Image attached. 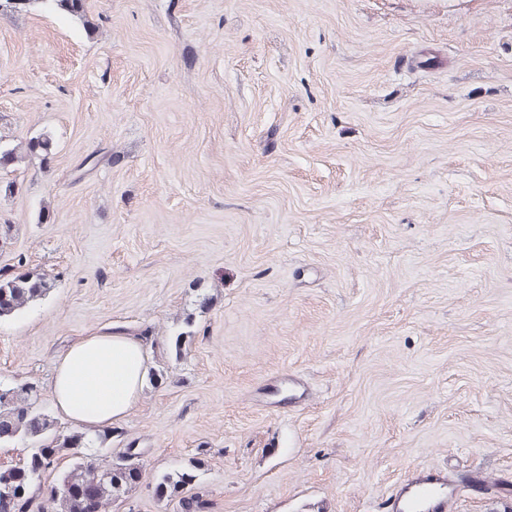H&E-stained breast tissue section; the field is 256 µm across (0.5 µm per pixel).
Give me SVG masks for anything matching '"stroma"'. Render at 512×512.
<instances>
[{"instance_id":"obj_1","label":"stroma","mask_w":512,"mask_h":512,"mask_svg":"<svg viewBox=\"0 0 512 512\" xmlns=\"http://www.w3.org/2000/svg\"><path fill=\"white\" fill-rule=\"evenodd\" d=\"M43 0L0 15V386L142 337L102 461H201L211 512H389L415 471L512 512V0ZM92 154L105 162L79 172ZM188 338L175 352L180 333ZM49 7L83 20L87 34H93L97 26L87 16L85 0H43ZM78 2L81 4L79 5ZM53 147V139L48 134H42L36 140L29 141L24 154L20 151L22 147L2 148L0 145V167H6L22 161L28 155V151L29 153L39 152L46 158L52 154ZM52 287L46 275L32 271L0 275V319L12 316L29 303L41 299Z\"/></svg>"}]
</instances>
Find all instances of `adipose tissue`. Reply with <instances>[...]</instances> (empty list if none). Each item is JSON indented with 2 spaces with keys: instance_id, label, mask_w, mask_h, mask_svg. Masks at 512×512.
Listing matches in <instances>:
<instances>
[{
  "instance_id": "1",
  "label": "adipose tissue",
  "mask_w": 512,
  "mask_h": 512,
  "mask_svg": "<svg viewBox=\"0 0 512 512\" xmlns=\"http://www.w3.org/2000/svg\"><path fill=\"white\" fill-rule=\"evenodd\" d=\"M146 371L140 338L109 333L83 337L56 365L51 382L54 406L87 433H96L133 410Z\"/></svg>"
}]
</instances>
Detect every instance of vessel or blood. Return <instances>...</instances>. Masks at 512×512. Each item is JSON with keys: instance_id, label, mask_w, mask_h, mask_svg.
Returning <instances> with one entry per match:
<instances>
[{"instance_id": "obj_1", "label": "vessel or blood", "mask_w": 512, "mask_h": 512, "mask_svg": "<svg viewBox=\"0 0 512 512\" xmlns=\"http://www.w3.org/2000/svg\"><path fill=\"white\" fill-rule=\"evenodd\" d=\"M456 483L441 471L421 470L391 500L392 512H447Z\"/></svg>"}]
</instances>
